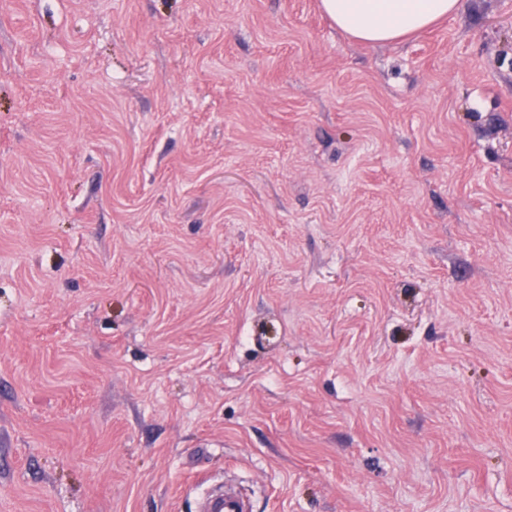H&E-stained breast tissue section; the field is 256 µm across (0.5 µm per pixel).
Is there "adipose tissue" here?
<instances>
[{"label": "adipose tissue", "instance_id": "1", "mask_svg": "<svg viewBox=\"0 0 512 512\" xmlns=\"http://www.w3.org/2000/svg\"><path fill=\"white\" fill-rule=\"evenodd\" d=\"M324 13L358 41L391 43L457 15L463 0H321Z\"/></svg>", "mask_w": 512, "mask_h": 512}]
</instances>
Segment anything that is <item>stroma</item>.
Wrapping results in <instances>:
<instances>
[{
  "label": "stroma",
  "instance_id": "obj_1",
  "mask_svg": "<svg viewBox=\"0 0 512 512\" xmlns=\"http://www.w3.org/2000/svg\"><path fill=\"white\" fill-rule=\"evenodd\" d=\"M512 512V0H0V512ZM336 27L358 41L395 42L457 15L463 0H321ZM207 512H245L246 505L230 492H224L219 497L210 499L206 504Z\"/></svg>",
  "mask_w": 512,
  "mask_h": 512
}]
</instances>
